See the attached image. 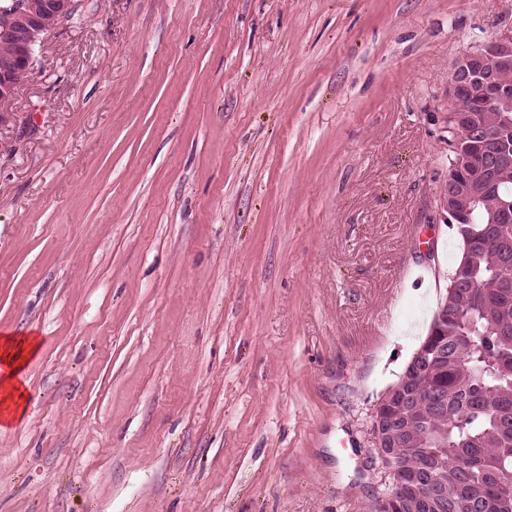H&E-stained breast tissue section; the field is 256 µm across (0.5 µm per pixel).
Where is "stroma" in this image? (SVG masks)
Listing matches in <instances>:
<instances>
[{
    "mask_svg": "<svg viewBox=\"0 0 512 512\" xmlns=\"http://www.w3.org/2000/svg\"><path fill=\"white\" fill-rule=\"evenodd\" d=\"M512 0H81L0 124V512H372L462 245L448 82ZM38 349L32 336H2L0 341V410L2 426L23 413L26 403L25 373Z\"/></svg>",
    "mask_w": 512,
    "mask_h": 512,
    "instance_id": "obj_1",
    "label": "stroma"
}]
</instances>
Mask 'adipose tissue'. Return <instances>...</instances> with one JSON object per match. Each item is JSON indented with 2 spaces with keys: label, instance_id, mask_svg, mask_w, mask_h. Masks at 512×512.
<instances>
[{
  "label": "adipose tissue",
  "instance_id": "obj_1",
  "mask_svg": "<svg viewBox=\"0 0 512 512\" xmlns=\"http://www.w3.org/2000/svg\"><path fill=\"white\" fill-rule=\"evenodd\" d=\"M38 349L32 336L0 338V423L11 424L23 413L26 403L25 373Z\"/></svg>",
  "mask_w": 512,
  "mask_h": 512
}]
</instances>
